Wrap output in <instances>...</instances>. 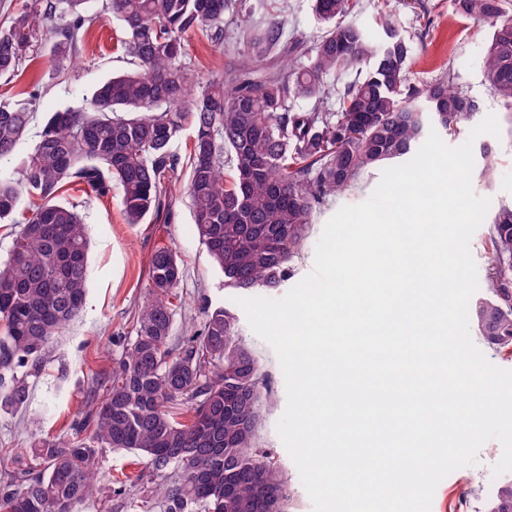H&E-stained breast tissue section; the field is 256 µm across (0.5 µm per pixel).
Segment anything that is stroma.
Segmentation results:
<instances>
[{
	"mask_svg": "<svg viewBox=\"0 0 512 512\" xmlns=\"http://www.w3.org/2000/svg\"><path fill=\"white\" fill-rule=\"evenodd\" d=\"M238 2L241 19L249 20L256 28H263L269 18L275 17L283 21L287 35L305 43H313L319 34L310 0ZM105 4L106 0H94L95 17L86 23L75 57L56 63L42 52L27 57L16 76L0 77V97L20 100L32 93L37 96L29 132L19 144L15 159L0 164V174L14 173L17 160L32 151L51 113L80 105L83 96L101 81L128 71L121 47L122 27ZM386 17L420 51L421 58L413 67L417 79L432 81L441 66L454 63L456 85L479 103L481 113H499L500 104L482 76V58L492 34L489 23L460 14L455 0H358L349 19L368 27L372 37L377 38L382 34L381 22ZM186 41V61L202 85L214 71L230 70L236 58L249 52L238 22L225 24L223 46H215L197 33L187 34ZM486 144L492 148V159L488 162L484 161L482 151ZM190 148V135H183L175 145L179 165L169 177L172 203L142 224L126 223L119 186H112L104 197L78 186L64 187L62 198L83 215L89 238L86 301L81 313L49 344L42 371L30 377L27 406L0 409V448L22 454L35 438L73 435L75 422L86 407L102 398L112 368L130 341L138 310L149 297L152 253L168 247L176 251L183 270L172 347L180 348L188 333L199 329L203 307L221 306L235 314L238 339L257 356L265 375L268 404L258 428L259 447L289 479L293 512H313L297 466L276 431L287 404L285 378L276 353L251 330L237 303L238 290L225 286L222 272L199 240L185 193ZM473 154L472 183L476 194L490 198V209L494 212L501 206L512 205V135H480L473 143ZM380 177V170H372L355 189L330 198L317 208L310 238L302 255L291 262L287 282L276 289H258V296L283 297L309 274L327 221L342 206L366 201ZM501 455L500 443L487 441L476 464L451 472L438 484L431 512H485L502 483L501 478L492 474ZM140 469L134 454L103 449L96 477L100 492L79 505L77 512H127L126 498L114 495L110 486L113 479L135 475Z\"/></svg>",
	"mask_w": 512,
	"mask_h": 512,
	"instance_id": "obj_1",
	"label": "stroma"
}]
</instances>
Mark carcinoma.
<instances>
[{"instance_id":"1","label":"carcinoma","mask_w":512,"mask_h":512,"mask_svg":"<svg viewBox=\"0 0 512 512\" xmlns=\"http://www.w3.org/2000/svg\"><path fill=\"white\" fill-rule=\"evenodd\" d=\"M90 0H31L0 22V76L18 71L37 35L51 28V53L72 57L90 20ZM355 0H312L321 34L312 46L283 40L270 19L241 28L251 53L230 74L200 90L186 62L185 35L224 43L236 0H108L122 24L133 69L99 84L78 107L52 113L18 179L0 178V223H17L22 196L34 200L5 261H0V408L29 400L17 368L39 373L53 336L83 308L89 244L76 207L61 200L70 183L106 195L117 182L127 223L141 224L166 205L175 142L193 134L187 197L200 240L225 285L277 288L310 236L315 205L354 188L363 174L412 153L429 127L461 133L477 101L443 69L410 81L416 49L386 22L377 42L346 20ZM460 13L492 23L483 57L485 84L512 126V17L508 0H456ZM71 21L56 27L57 12ZM356 71L343 84L342 75ZM298 102L306 108L294 109ZM33 119L28 101L0 102V162L11 160ZM488 295L469 306L479 334L512 349V206L494 216ZM182 278L176 252L151 255V298L135 339L112 368L102 400L89 405L73 438H42L0 482V512H75L99 493L100 451L131 452L144 469L130 487L131 512H291L282 472L257 450L264 397L256 356L236 339V316L217 307L180 351L170 345ZM192 412L180 421L169 405ZM171 476L154 483L158 473ZM489 512H512V482Z\"/></svg>"}]
</instances>
